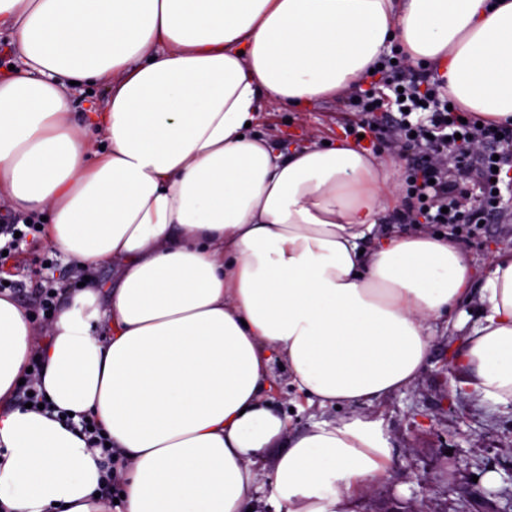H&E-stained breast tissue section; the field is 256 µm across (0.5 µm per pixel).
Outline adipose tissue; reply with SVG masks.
Segmentation results:
<instances>
[{
  "label": "adipose tissue",
  "mask_w": 512,
  "mask_h": 512,
  "mask_svg": "<svg viewBox=\"0 0 512 512\" xmlns=\"http://www.w3.org/2000/svg\"><path fill=\"white\" fill-rule=\"evenodd\" d=\"M0 36L21 58L0 74V210L45 219L81 267L118 266L42 328L0 296L7 512H100V456L61 411L111 438L125 512H247L263 476L276 512H354L393 465L373 405L465 298L461 385L512 406V249L478 269L423 225L379 234L377 157L252 127L265 98L348 89L391 41L512 122V0H0ZM101 78L104 108L73 122L67 87ZM35 348L48 414L15 400ZM278 362L308 405L356 413L293 428L266 402Z\"/></svg>",
  "instance_id": "ef3b65f1"
}]
</instances>
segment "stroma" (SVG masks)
Segmentation results:
<instances>
[{"label":"stroma","mask_w":512,"mask_h":512,"mask_svg":"<svg viewBox=\"0 0 512 512\" xmlns=\"http://www.w3.org/2000/svg\"><path fill=\"white\" fill-rule=\"evenodd\" d=\"M363 119L340 93L304 112L269 103L256 131L301 146L313 140L336 141ZM359 146L382 160L388 176L386 209L378 229H398L397 215L407 203L404 176L417 156L394 152L382 133L367 137ZM505 210L504 221L468 224L461 230L451 226L447 232L475 264H484L497 250L512 247V200ZM47 249L42 240L0 261V279L24 284L26 291L18 301L28 311L36 309L30 290L37 281L49 279L74 288L88 274L107 286L116 276L111 264L83 270L61 253L53 267H45ZM460 346L458 330L437 328L429 361L414 385L378 404L392 436L395 466L388 478L357 499L355 512H512V409L482 402L461 388L456 365ZM276 376L279 389L271 403L290 413L294 428L348 414L345 406L336 410L308 405L289 385L287 371H277Z\"/></svg>","instance_id":"obj_1"}]
</instances>
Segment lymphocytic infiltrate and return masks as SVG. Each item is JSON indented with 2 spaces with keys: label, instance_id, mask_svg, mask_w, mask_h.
<instances>
[{
  "label": "lymphocytic infiltrate",
  "instance_id": "lymphocytic-infiltrate-1",
  "mask_svg": "<svg viewBox=\"0 0 512 512\" xmlns=\"http://www.w3.org/2000/svg\"><path fill=\"white\" fill-rule=\"evenodd\" d=\"M381 68L389 74L387 95L355 87L350 97L364 112L367 124L377 123L379 114L390 115L386 134L395 152L416 150L424 155L405 178L408 203L398 215L399 222L477 224L499 211L503 197L494 177L496 170L512 168V124L478 121L463 106L452 103L442 82L421 84L405 57L383 61ZM468 181L482 188L483 199L475 209L468 208L462 193ZM65 422L80 424L88 448L99 451L102 498L113 501L119 490L107 434L85 420L77 422L69 416Z\"/></svg>",
  "mask_w": 512,
  "mask_h": 512
}]
</instances>
